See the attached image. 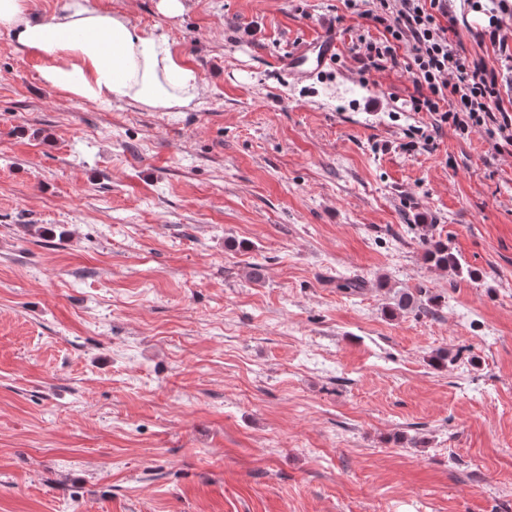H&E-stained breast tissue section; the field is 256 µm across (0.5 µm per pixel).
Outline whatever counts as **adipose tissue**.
<instances>
[{"instance_id":"ef3b65f1","label":"adipose tissue","mask_w":512,"mask_h":512,"mask_svg":"<svg viewBox=\"0 0 512 512\" xmlns=\"http://www.w3.org/2000/svg\"><path fill=\"white\" fill-rule=\"evenodd\" d=\"M0 31L39 60L40 77L70 97L155 112L195 109L205 88L168 36L132 26L128 16L66 0L49 18L28 0H0Z\"/></svg>"}]
</instances>
